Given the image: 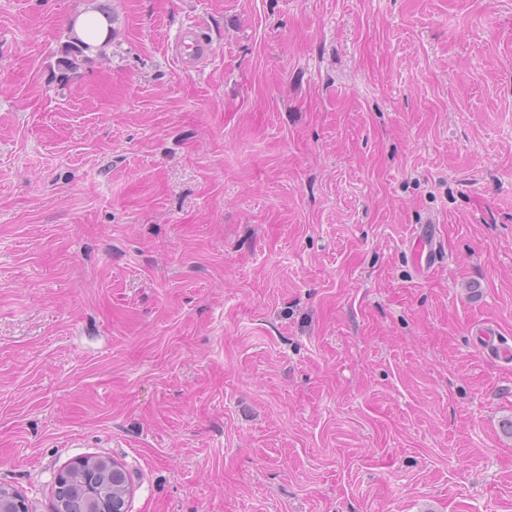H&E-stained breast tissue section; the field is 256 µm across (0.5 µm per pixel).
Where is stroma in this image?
Segmentation results:
<instances>
[{
    "mask_svg": "<svg viewBox=\"0 0 512 512\" xmlns=\"http://www.w3.org/2000/svg\"><path fill=\"white\" fill-rule=\"evenodd\" d=\"M91 7L114 35L60 83ZM478 321L512 340V0H0V485L29 512L92 455L128 512H512ZM428 225L417 227L408 249L409 259L420 275L433 269L444 253L442 241L432 234Z\"/></svg>",
    "mask_w": 512,
    "mask_h": 512,
    "instance_id": "1",
    "label": "stroma"
}]
</instances>
